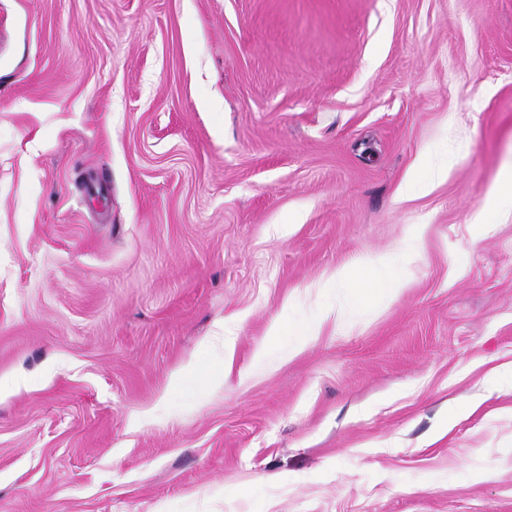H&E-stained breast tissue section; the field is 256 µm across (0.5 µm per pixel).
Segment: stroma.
I'll list each match as a JSON object with an SVG mask.
<instances>
[{"label": "stroma", "mask_w": 512, "mask_h": 512, "mask_svg": "<svg viewBox=\"0 0 512 512\" xmlns=\"http://www.w3.org/2000/svg\"><path fill=\"white\" fill-rule=\"evenodd\" d=\"M510 172L512 0H0V512H512Z\"/></svg>", "instance_id": "stroma-1"}]
</instances>
